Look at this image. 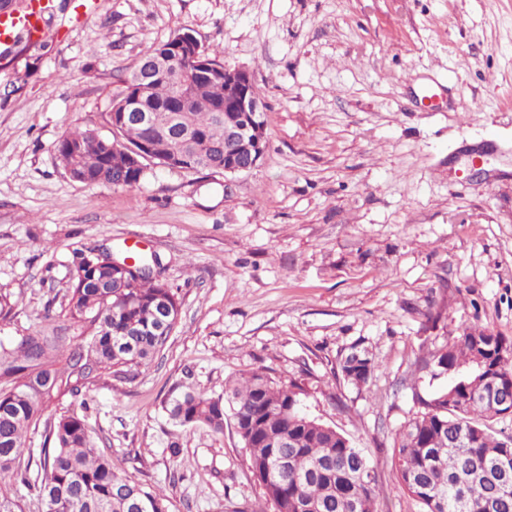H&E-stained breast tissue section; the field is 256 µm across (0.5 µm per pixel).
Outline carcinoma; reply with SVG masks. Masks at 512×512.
<instances>
[{"label":"carcinoma","mask_w":512,"mask_h":512,"mask_svg":"<svg viewBox=\"0 0 512 512\" xmlns=\"http://www.w3.org/2000/svg\"><path fill=\"white\" fill-rule=\"evenodd\" d=\"M171 40L147 48L140 60L158 59L159 70L141 79L134 68L103 113L140 94L139 104L157 124L177 117L185 171L224 170V82L195 79L185 58L170 55ZM195 94L208 104L185 107L179 94ZM148 137L143 124L130 123L103 136L95 129L64 133L55 144L62 165H83L94 184L132 189L147 164L119 171L107 144L118 140L138 148ZM112 250L93 246L72 252L65 311L86 326V335L67 344L30 331L0 340V476L9 474L26 445L29 428L45 421V442L21 482L33 486L42 512H169L165 495L152 485L122 477L119 467L95 445L85 418L75 411L43 419L51 400L78 395L101 372L133 379L165 346L180 315L172 287L154 269L157 254L137 259L132 269L99 286L89 262L112 270ZM432 375L456 374L448 386L425 399L396 433L395 463L402 489L425 512H512V436L494 435L489 422L512 409V343L487 328L466 327L450 348L424 363ZM353 384L368 383L373 366L340 365ZM304 390L280 385L257 369L226 385L218 395L183 392L170 401L172 420L214 433L231 421L248 451L249 469L274 512H378L379 487L369 459L333 427L308 416Z\"/></svg>","instance_id":"obj_1"}]
</instances>
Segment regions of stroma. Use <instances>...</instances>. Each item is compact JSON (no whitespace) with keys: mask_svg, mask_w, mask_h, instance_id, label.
<instances>
[{"mask_svg":"<svg viewBox=\"0 0 512 512\" xmlns=\"http://www.w3.org/2000/svg\"><path fill=\"white\" fill-rule=\"evenodd\" d=\"M44 46L0 59V338L80 335L67 264L82 245L158 252L180 302L137 378L106 373L84 410L98 448L170 512H274L232 427L176 424L172 396L261 368L364 450L381 512L404 493L396 433L448 376L420 370L461 327L512 341V0H56ZM186 28L251 73L267 148L250 173L149 167L133 189L73 181L54 151L104 130L142 52ZM481 161L479 174L467 169ZM374 366L344 379L352 350Z\"/></svg>","mask_w":512,"mask_h":512,"instance_id":"1","label":"stroma"}]
</instances>
